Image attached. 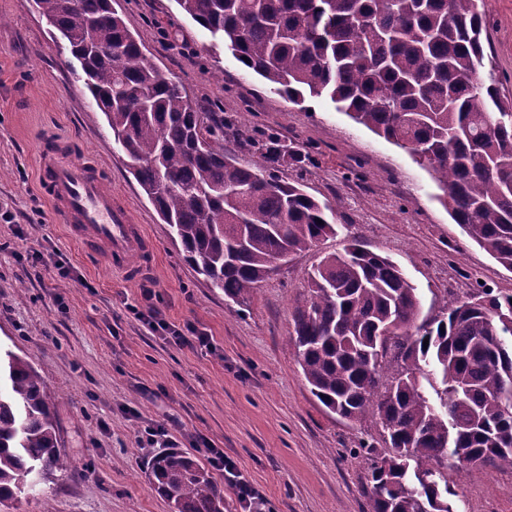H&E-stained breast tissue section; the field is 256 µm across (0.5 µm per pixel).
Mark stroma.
I'll return each instance as SVG.
<instances>
[{
    "label": "stroma",
    "mask_w": 512,
    "mask_h": 512,
    "mask_svg": "<svg viewBox=\"0 0 512 512\" xmlns=\"http://www.w3.org/2000/svg\"><path fill=\"white\" fill-rule=\"evenodd\" d=\"M149 62L199 111L224 118V151L243 165L272 131L294 156L274 170L321 200L342 199L346 233L389 256L417 287L422 315L478 285L512 292V272L464 235L438 200L430 171L404 149L338 112L329 99L296 105L273 92L195 23L176 0H117ZM485 67L512 100V0H487ZM79 63L33 0H0V350L30 361L54 399L65 475L10 501L8 512H170L148 478L145 428L170 427V445L200 463L206 437L267 499L266 512H363L362 443L381 428L331 415L311 395L285 346L309 275L344 237L281 266L247 305L226 301L183 260L141 192L104 114L79 81ZM69 138L98 163L146 238L130 273L86 252L59 224L37 182L38 142ZM72 267L56 279L54 261ZM152 289L145 300L144 289ZM153 305L178 328L212 336L215 353L163 341L132 307ZM458 512H512V470L450 474Z\"/></svg>",
    "instance_id": "obj_1"
}]
</instances>
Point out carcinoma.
<instances>
[{
  "label": "carcinoma",
  "mask_w": 512,
  "mask_h": 512,
  "mask_svg": "<svg viewBox=\"0 0 512 512\" xmlns=\"http://www.w3.org/2000/svg\"><path fill=\"white\" fill-rule=\"evenodd\" d=\"M68 43L112 141L182 258L245 304L274 272L338 234L341 200L320 202L271 169L224 155V120L204 122L150 64L114 0H35ZM199 26L288 101L338 111L428 160L454 223L512 270V106L481 76L485 0H177ZM417 288L389 257L351 239L314 267L289 344L310 393L348 422L376 419L365 444L364 512H454L448 473L512 469V293L475 289L416 324ZM428 345H423L424 340ZM46 382L0 357V504L69 470ZM150 476L171 512H224V486L187 453L164 450Z\"/></svg>",
  "instance_id": "obj_1"
}]
</instances>
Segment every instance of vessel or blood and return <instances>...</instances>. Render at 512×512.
<instances>
[{
    "mask_svg": "<svg viewBox=\"0 0 512 512\" xmlns=\"http://www.w3.org/2000/svg\"><path fill=\"white\" fill-rule=\"evenodd\" d=\"M68 139L51 135L39 144L38 181L60 223L81 243L127 258L142 235L124 203L104 187L98 166L70 160Z\"/></svg>",
    "mask_w": 512,
    "mask_h": 512,
    "instance_id": "obj_1",
    "label": "vessel or blood"
}]
</instances>
